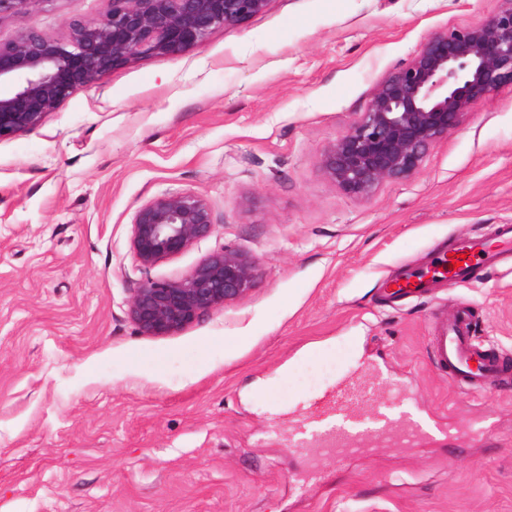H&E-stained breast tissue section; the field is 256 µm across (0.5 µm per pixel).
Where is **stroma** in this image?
Wrapping results in <instances>:
<instances>
[{
	"instance_id": "stroma-1",
	"label": "stroma",
	"mask_w": 512,
	"mask_h": 512,
	"mask_svg": "<svg viewBox=\"0 0 512 512\" xmlns=\"http://www.w3.org/2000/svg\"><path fill=\"white\" fill-rule=\"evenodd\" d=\"M503 0H268L177 54L134 57L31 130L0 138V512H512V258L391 302L384 282L450 239L512 224V86L476 104L411 178L367 198L324 149L429 35ZM109 0L0 19L67 38ZM191 190L213 233L142 268L131 222ZM248 294L170 336L129 314L146 281L221 248ZM507 367L483 394L436 368L458 307ZM372 382V411L428 432L320 455L307 402Z\"/></svg>"
}]
</instances>
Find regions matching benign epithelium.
I'll list each match as a JSON object with an SVG mask.
<instances>
[{
    "mask_svg": "<svg viewBox=\"0 0 512 512\" xmlns=\"http://www.w3.org/2000/svg\"><path fill=\"white\" fill-rule=\"evenodd\" d=\"M35 0H0V19ZM267 0H110L97 20H74L65 40L36 28L0 42V138L42 124L66 99L142 54H176L216 27L263 11ZM486 22L427 38L405 66L374 88L368 106L323 151L324 173L346 194L371 196L386 181L418 172L429 150L499 86L512 85V0ZM210 205L192 191L155 196L135 212L130 246L150 268L192 248L214 231ZM258 270L228 248L209 254L185 276L147 281L129 312L143 333L167 336L249 293Z\"/></svg>",
    "mask_w": 512,
    "mask_h": 512,
    "instance_id": "obj_1",
    "label": "benign epithelium"
}]
</instances>
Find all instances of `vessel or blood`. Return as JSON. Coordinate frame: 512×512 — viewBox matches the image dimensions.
I'll return each mask as SVG.
<instances>
[{
  "instance_id": "obj_1",
  "label": "vessel or blood",
  "mask_w": 512,
  "mask_h": 512,
  "mask_svg": "<svg viewBox=\"0 0 512 512\" xmlns=\"http://www.w3.org/2000/svg\"><path fill=\"white\" fill-rule=\"evenodd\" d=\"M512 251V224H501L495 229L494 243L479 237L455 240L446 252L420 270H406L395 274L389 281L395 295L421 296L442 280L456 283L473 278L476 270H493L499 257ZM468 313L459 309L453 322L444 324L434 339L433 354L438 368L448 369L458 378L459 385L470 392L493 382L504 371L497 360L485 349L469 340L466 330ZM374 394L373 387L343 385L325 400L332 415L342 418V425L323 431L311 432L314 447L326 453L358 452L371 437L388 438L396 445L407 446L418 441L419 429L411 424L381 422L376 427L365 426L361 415Z\"/></svg>"
}]
</instances>
